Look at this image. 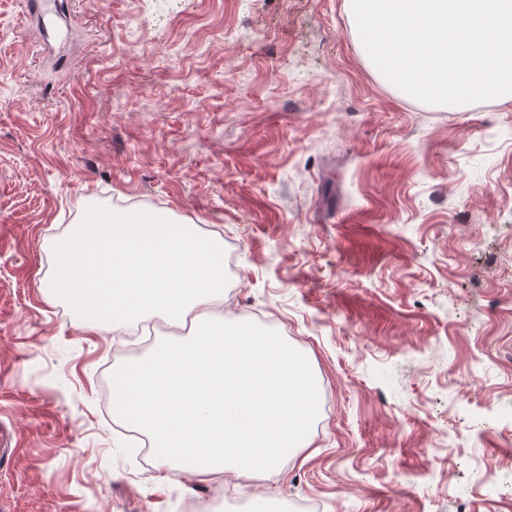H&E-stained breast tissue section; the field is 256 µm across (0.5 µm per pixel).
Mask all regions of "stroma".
Masks as SVG:
<instances>
[{
  "label": "stroma",
  "instance_id": "obj_1",
  "mask_svg": "<svg viewBox=\"0 0 512 512\" xmlns=\"http://www.w3.org/2000/svg\"><path fill=\"white\" fill-rule=\"evenodd\" d=\"M0 0V512H512V99L443 107L363 53L346 0ZM235 252L218 320L276 330L322 391L310 447L200 483L104 386L46 247L88 206Z\"/></svg>",
  "mask_w": 512,
  "mask_h": 512
}]
</instances>
